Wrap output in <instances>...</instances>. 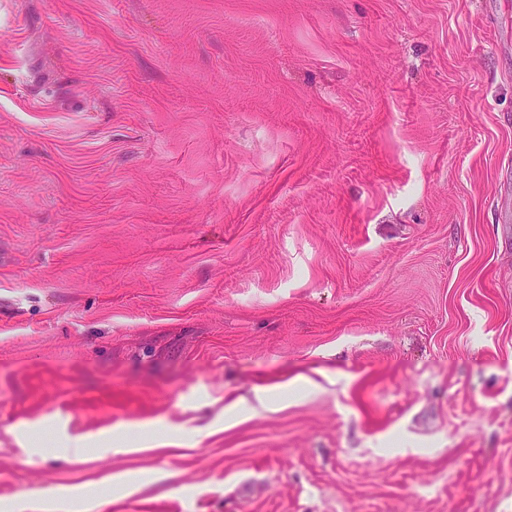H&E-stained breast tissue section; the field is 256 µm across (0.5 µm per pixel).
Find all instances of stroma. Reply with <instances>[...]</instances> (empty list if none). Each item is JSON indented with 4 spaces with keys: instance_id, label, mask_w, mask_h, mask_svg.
I'll return each instance as SVG.
<instances>
[{
    "instance_id": "obj_1",
    "label": "stroma",
    "mask_w": 512,
    "mask_h": 512,
    "mask_svg": "<svg viewBox=\"0 0 512 512\" xmlns=\"http://www.w3.org/2000/svg\"><path fill=\"white\" fill-rule=\"evenodd\" d=\"M35 490L512 512V0H0V512ZM113 442L112 448L114 451L127 452L130 450H138L142 448H154L159 445H164L165 440L156 435H152L150 438H139L136 441H130L126 433L113 432V437L109 439V443ZM138 447V448H133Z\"/></svg>"
}]
</instances>
